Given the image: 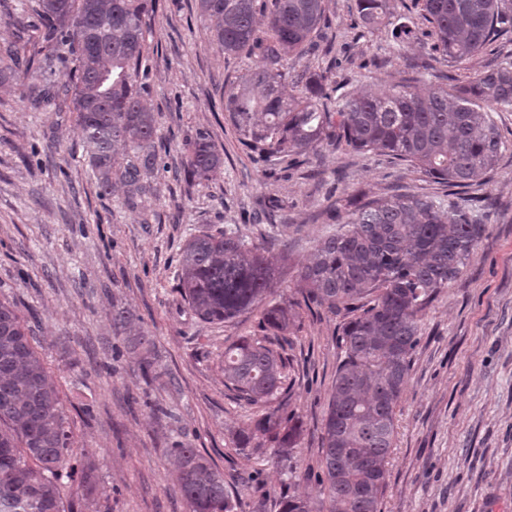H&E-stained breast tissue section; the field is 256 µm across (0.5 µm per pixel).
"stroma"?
<instances>
[{"label": "stroma", "instance_id": "35a3bbf8", "mask_svg": "<svg viewBox=\"0 0 512 512\" xmlns=\"http://www.w3.org/2000/svg\"><path fill=\"white\" fill-rule=\"evenodd\" d=\"M392 20L416 36L397 45L367 31L357 0H327L330 54L288 61L328 87L382 92L404 73L448 65L432 49L421 0H387ZM197 0H157L142 67L145 97L166 146L165 170L136 208L125 188L100 195L74 113L33 109L18 88L0 85V298L14 302L38 338L59 385L74 455L93 458L96 489L73 487L67 512H189L167 453L180 439L223 473L235 512H280L300 496L320 512L321 428L336 370L343 314L307 308L298 270L317 241L351 218L349 200L395 187L447 194L390 157L321 148L312 162L271 166L240 144L224 110L230 82L253 58L224 54L209 37ZM208 132L224 155L212 180H186L190 140ZM482 191L496 204L486 237L458 281L422 316L421 343L396 411V435L381 512H512V150ZM238 227L276 267L268 303L286 306L291 388L274 400L304 434L285 472L270 454H240L237 437L260 415L224 385V348L267 330L259 312L222 323L200 320L178 287L186 240ZM125 307L153 339L160 378L146 383L141 353L112 331ZM169 415L155 417L152 405ZM253 475L245 485L241 476Z\"/></svg>", "mask_w": 512, "mask_h": 512}]
</instances>
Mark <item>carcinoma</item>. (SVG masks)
<instances>
[{
    "label": "carcinoma",
    "instance_id": "cac0c4a2",
    "mask_svg": "<svg viewBox=\"0 0 512 512\" xmlns=\"http://www.w3.org/2000/svg\"><path fill=\"white\" fill-rule=\"evenodd\" d=\"M155 0H36L17 20L18 38L37 31L42 57L0 49V83L16 81L33 107L76 113L89 166L100 194L118 181L127 202L147 192L145 178L160 170L156 120L141 64L145 17ZM369 30L391 29L399 45L413 38L395 23L386 0H357ZM211 21V40L224 53L256 58L253 70L224 97V110L246 144L264 162L299 163L323 146L387 155L450 187L465 188L492 173L509 144L494 119L512 112V58L459 85L450 74L423 70L438 81L426 96L406 78L381 94L332 95L324 76L288 71V59L321 47L325 0H198ZM432 27V50L453 67L512 31L501 0H422ZM267 16L265 35L256 15ZM302 88L285 97L286 78ZM224 167L211 137L200 132L188 148L184 172L208 181ZM494 204L485 195L432 197L395 193L354 204L350 221L316 247L299 271L304 301L352 314L344 325V360L336 372L324 419L320 493L328 512H381L388 482L397 403L420 344V314L462 274L487 232ZM275 269L233 228L201 231L185 244L179 288L204 322L232 319L260 305ZM262 321L283 332L282 306L263 309ZM112 327L141 347L139 369L156 375L155 347L130 313L112 310ZM281 355L261 339L224 347L225 386L249 405L266 406L285 382ZM304 432L298 418L273 409L251 421L238 450L253 453L260 439L285 468ZM73 433L59 386L48 374L35 338L15 306L0 300V512H65V489L91 480L95 464L71 453ZM190 512H234L224 476L199 451L181 442L169 448Z\"/></svg>",
    "mask_w": 512,
    "mask_h": 512
}]
</instances>
